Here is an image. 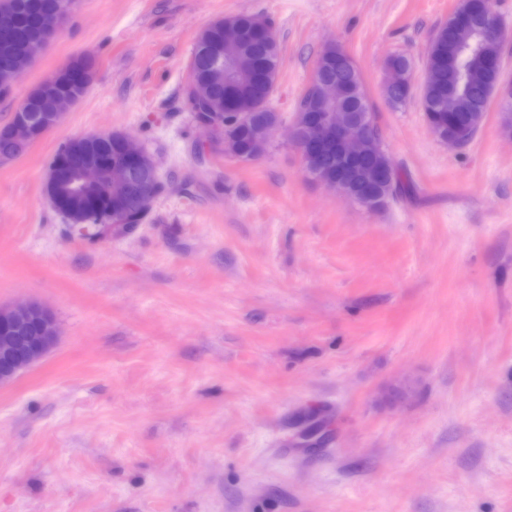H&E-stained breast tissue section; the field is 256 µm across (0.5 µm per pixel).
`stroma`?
<instances>
[{
  "mask_svg": "<svg viewBox=\"0 0 512 512\" xmlns=\"http://www.w3.org/2000/svg\"><path fill=\"white\" fill-rule=\"evenodd\" d=\"M460 0H71L0 128L81 54L92 81L0 159V306L61 339L0 387V512H512V136L498 100L465 147L430 131L427 48ZM266 17L288 122L327 44L355 61L417 191L369 211L303 169L280 129L223 155L183 89L215 19ZM412 65L401 105L385 63ZM120 130L164 184L148 219L72 235L45 193L68 138Z\"/></svg>",
  "mask_w": 512,
  "mask_h": 512,
  "instance_id": "35a3bbf8",
  "label": "stroma"
}]
</instances>
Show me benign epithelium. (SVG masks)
Instances as JSON below:
<instances>
[{
	"label": "benign epithelium",
	"instance_id": "7a95c632",
	"mask_svg": "<svg viewBox=\"0 0 512 512\" xmlns=\"http://www.w3.org/2000/svg\"><path fill=\"white\" fill-rule=\"evenodd\" d=\"M66 21V12L57 11L47 16L41 24V33L34 38L31 59L42 51L43 41L54 36ZM241 44L237 39H224L223 50L214 54L212 67L224 75V83L233 84L238 78ZM310 84L316 86L320 102L319 111L310 113L299 110L289 127L290 138L301 154L306 174L318 182L365 208L380 210L377 203L353 196L344 189L349 181L350 171L336 173V177H322L314 165L320 149L333 148L344 160H353L368 153L373 146L384 151L382 138L373 134L376 124L373 117H356L351 112L336 108L341 95L339 84L326 79L315 71ZM64 111L51 117L32 111L29 101L24 99L13 114L7 133L24 149L46 135L61 120ZM211 140L224 155L240 161L261 158L266 147L274 138L279 122L272 123L252 118L247 112H232L219 120L202 121ZM246 124L250 129V147L239 143L233 128ZM119 138L123 143V154L110 162L103 155L91 158L74 147L82 137L65 141L67 151L47 167L45 189L48 197L59 192L73 195L90 192L98 188L102 180L111 185L112 201L129 202L149 211L153 200L161 193L162 182L152 158L144 147L121 132L101 133L98 138L110 140ZM69 228L84 237H96L92 231L91 218L86 214L67 217ZM59 341V330L51 310L34 300H24L8 306H0V385L14 381L25 371L43 361Z\"/></svg>",
	"mask_w": 512,
	"mask_h": 512
}]
</instances>
